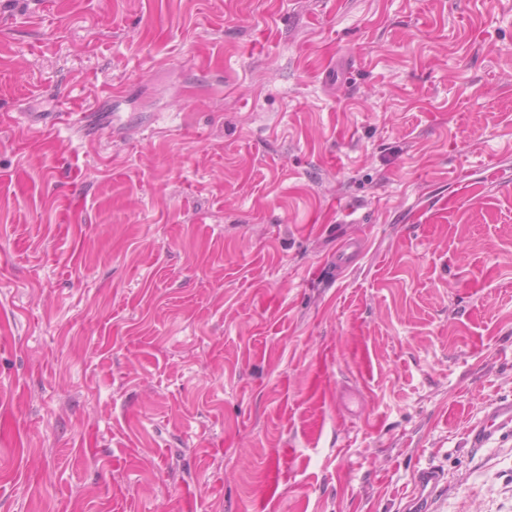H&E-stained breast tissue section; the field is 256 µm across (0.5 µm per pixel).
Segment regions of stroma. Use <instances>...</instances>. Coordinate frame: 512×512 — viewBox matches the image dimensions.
I'll return each instance as SVG.
<instances>
[{
	"label": "stroma",
	"instance_id": "obj_1",
	"mask_svg": "<svg viewBox=\"0 0 512 512\" xmlns=\"http://www.w3.org/2000/svg\"><path fill=\"white\" fill-rule=\"evenodd\" d=\"M509 401L512 0H0V512H512ZM491 424L486 427H479L473 430V436L476 441H484L488 439L489 435L497 430L499 427L512 426V404L508 406H497L493 408L490 413ZM443 475L435 467L419 468L413 476L414 491L409 497L406 510L430 512L429 503L434 492L442 484Z\"/></svg>",
	"mask_w": 512,
	"mask_h": 512
}]
</instances>
